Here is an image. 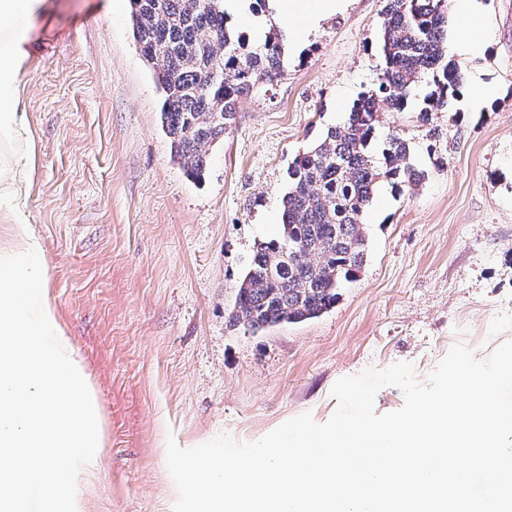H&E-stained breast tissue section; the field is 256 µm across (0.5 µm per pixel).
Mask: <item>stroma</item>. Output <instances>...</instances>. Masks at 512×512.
Masks as SVG:
<instances>
[{"instance_id": "stroma-1", "label": "stroma", "mask_w": 512, "mask_h": 512, "mask_svg": "<svg viewBox=\"0 0 512 512\" xmlns=\"http://www.w3.org/2000/svg\"><path fill=\"white\" fill-rule=\"evenodd\" d=\"M49 3L22 77L27 211L100 407L86 512H172L168 441L252 442L305 412L323 424L340 378L407 361L424 384L454 345L485 358L512 341V0H477L483 55L448 43L467 82L496 98L463 95L424 122V83L387 115L425 180L379 184L366 262L333 307L254 333L229 323L237 288L280 235L289 163L376 83L384 0H348L286 41V76L243 103L199 181L172 158L130 0Z\"/></svg>"}]
</instances>
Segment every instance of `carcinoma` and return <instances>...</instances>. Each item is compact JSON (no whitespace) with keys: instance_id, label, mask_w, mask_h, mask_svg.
I'll list each match as a JSON object with an SVG mask.
<instances>
[{"instance_id":"carcinoma-1","label":"carcinoma","mask_w":512,"mask_h":512,"mask_svg":"<svg viewBox=\"0 0 512 512\" xmlns=\"http://www.w3.org/2000/svg\"><path fill=\"white\" fill-rule=\"evenodd\" d=\"M131 2L134 38L163 95L173 159L199 180L243 100L269 91L286 72L281 35L272 31L248 46L228 25L224 0ZM382 16L377 83L343 125L288 165L281 235L256 250L237 288L234 326L256 332L329 310L364 265V215L377 185L411 189L426 178L397 131L385 135L380 153L371 145L385 116L405 111L422 82L434 86L420 108L424 120L460 96L464 74L448 55V0H385Z\"/></svg>"}]
</instances>
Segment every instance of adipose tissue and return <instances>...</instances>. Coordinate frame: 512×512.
<instances>
[{"label": "adipose tissue", "mask_w": 512, "mask_h": 512, "mask_svg": "<svg viewBox=\"0 0 512 512\" xmlns=\"http://www.w3.org/2000/svg\"><path fill=\"white\" fill-rule=\"evenodd\" d=\"M346 0H274L303 37ZM48 0H0V512H84L75 486L99 465L97 399L49 295L45 245L30 228L34 147L23 137L21 74Z\"/></svg>", "instance_id": "adipose-tissue-1"}]
</instances>
